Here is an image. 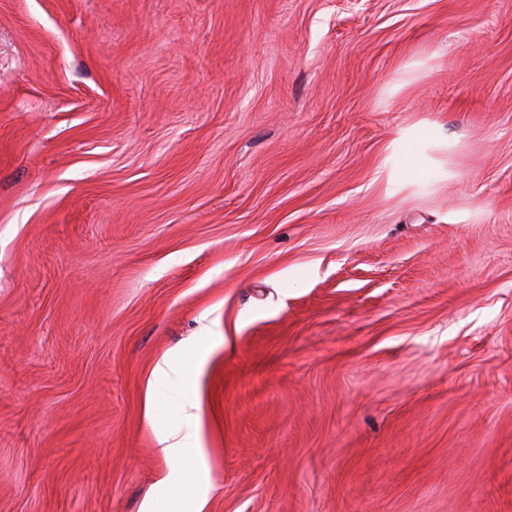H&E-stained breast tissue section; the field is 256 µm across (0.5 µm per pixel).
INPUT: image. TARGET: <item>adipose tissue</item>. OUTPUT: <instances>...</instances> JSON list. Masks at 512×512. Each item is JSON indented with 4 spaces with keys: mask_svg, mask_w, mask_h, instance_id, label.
Segmentation results:
<instances>
[{
    "mask_svg": "<svg viewBox=\"0 0 512 512\" xmlns=\"http://www.w3.org/2000/svg\"><path fill=\"white\" fill-rule=\"evenodd\" d=\"M209 353L208 347L197 346L164 358L154 371L156 386L162 387L172 382L184 389L192 387ZM158 441L165 458L174 462L173 468L161 480L162 487L187 493L191 499L190 512H202L207 490L199 475V462L204 454L199 436L180 437L166 433L159 435Z\"/></svg>",
    "mask_w": 512,
    "mask_h": 512,
    "instance_id": "obj_1",
    "label": "adipose tissue"
}]
</instances>
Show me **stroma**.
<instances>
[{"instance_id": "1", "label": "stroma", "mask_w": 512, "mask_h": 512, "mask_svg": "<svg viewBox=\"0 0 512 512\" xmlns=\"http://www.w3.org/2000/svg\"><path fill=\"white\" fill-rule=\"evenodd\" d=\"M161 430L203 512H512V0H0V512H172ZM209 353L210 348L197 346L164 358L162 364H158L154 371V387L157 386L160 389L172 382L183 389L191 388L196 380L198 370ZM160 451L169 460H177L181 467H171L161 479L162 487L177 492H187L191 498L190 510L172 512H202L206 502L207 489L200 481L199 462L204 454L199 435L178 438L177 434L166 433L158 436Z\"/></svg>"}]
</instances>
